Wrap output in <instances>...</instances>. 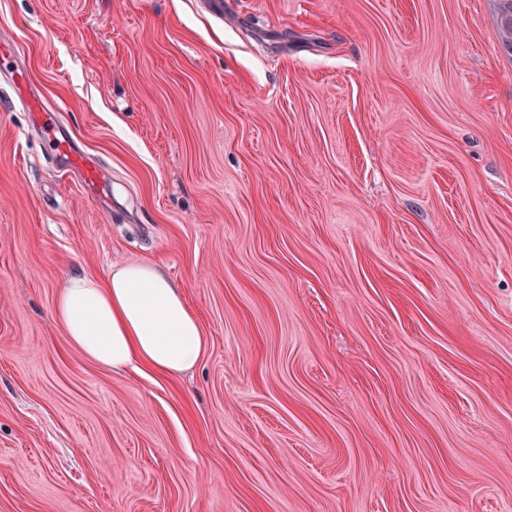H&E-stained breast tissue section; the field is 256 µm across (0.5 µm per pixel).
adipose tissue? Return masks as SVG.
Here are the masks:
<instances>
[{"label": "adipose tissue", "instance_id": "obj_1", "mask_svg": "<svg viewBox=\"0 0 512 512\" xmlns=\"http://www.w3.org/2000/svg\"><path fill=\"white\" fill-rule=\"evenodd\" d=\"M53 315L73 347L112 369L138 364L175 375L194 367L205 348L180 288L149 263L113 267L103 279L70 276Z\"/></svg>", "mask_w": 512, "mask_h": 512}]
</instances>
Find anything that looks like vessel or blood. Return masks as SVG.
<instances>
[{"label":"vessel or blood","instance_id":"vessel-or-blood-1","mask_svg":"<svg viewBox=\"0 0 512 512\" xmlns=\"http://www.w3.org/2000/svg\"><path fill=\"white\" fill-rule=\"evenodd\" d=\"M16 59V47L1 43L0 65H9L8 75L20 88L18 100L24 108L33 112L44 150L65 159L69 171L79 173L87 189L99 194L104 193L108 179L107 173L102 168L89 163L82 153L72 149L69 140L59 136L60 125L56 110L45 107L42 100L23 93L22 87L26 83V76L23 70L16 66Z\"/></svg>","mask_w":512,"mask_h":512}]
</instances>
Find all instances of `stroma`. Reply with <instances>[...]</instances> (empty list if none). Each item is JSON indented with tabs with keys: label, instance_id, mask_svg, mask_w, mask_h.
<instances>
[{
	"label": "stroma",
	"instance_id": "obj_1",
	"mask_svg": "<svg viewBox=\"0 0 512 512\" xmlns=\"http://www.w3.org/2000/svg\"><path fill=\"white\" fill-rule=\"evenodd\" d=\"M0 512H512V55L495 0H0ZM151 262L206 338L53 317ZM16 61L17 48L1 42L0 65L9 62L16 63L7 73L18 88L19 103L29 112H34L35 125L41 133V143L44 150L65 159L68 170L79 173L81 181L87 189L98 194L102 193L108 197L106 192L107 173L102 168L89 163L82 153L74 151L69 140L58 137L57 133L59 132L60 125L56 110L45 108L42 100L28 96L24 92L25 88L23 85L27 86L26 76ZM53 315L73 347L112 369L139 364L175 375L194 367L205 348L182 291L149 263L112 267L105 279L70 276Z\"/></svg>",
	"mask_w": 512,
	"mask_h": 512
}]
</instances>
